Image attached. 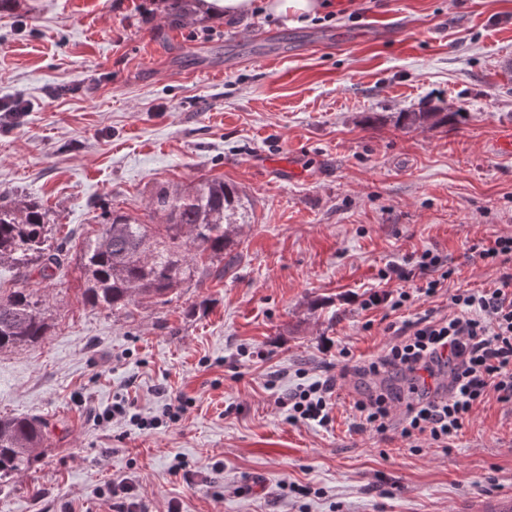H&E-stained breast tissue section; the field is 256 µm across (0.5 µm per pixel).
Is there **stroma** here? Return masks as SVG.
<instances>
[{
    "label": "stroma",
    "mask_w": 512,
    "mask_h": 512,
    "mask_svg": "<svg viewBox=\"0 0 512 512\" xmlns=\"http://www.w3.org/2000/svg\"><path fill=\"white\" fill-rule=\"evenodd\" d=\"M302 24L255 9L173 23L167 0H12L0 10V202L42 203L69 254L50 278L0 266V290L48 306L44 341L0 352V416L47 441L0 486V512H109L132 483L141 512H455L512 494V403L488 397L448 449L413 451L360 423L388 347L368 296L381 269L430 249L454 274L398 320L449 312L512 262L472 256L512 236V0H328ZM459 122L404 127L402 112ZM235 184L246 210L223 278L171 302L83 304L80 245L105 211L141 217L161 185ZM334 378L332 421H288V394ZM181 420L140 431L95 416L117 401ZM183 464L180 475L171 468Z\"/></svg>",
    "instance_id": "1"
}]
</instances>
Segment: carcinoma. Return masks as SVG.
Listing matches in <instances>:
<instances>
[{
  "instance_id": "cac0c4a2",
  "label": "carcinoma",
  "mask_w": 512,
  "mask_h": 512,
  "mask_svg": "<svg viewBox=\"0 0 512 512\" xmlns=\"http://www.w3.org/2000/svg\"><path fill=\"white\" fill-rule=\"evenodd\" d=\"M242 206L233 184L202 178L189 189L162 185L150 197L146 219L121 210L104 214L99 232L80 252L85 304L112 312L162 305L195 279L224 275L231 242L226 218ZM42 204L18 199L0 205V265L23 277H42L61 265L64 243L53 242ZM45 300L25 288L0 296V352L40 343L50 324ZM47 423L23 415L0 416V485L26 471L42 447Z\"/></svg>"
}]
</instances>
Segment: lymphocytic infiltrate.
<instances>
[{"label":"lymphocytic infiltrate","instance_id":"f902f5d3","mask_svg":"<svg viewBox=\"0 0 512 512\" xmlns=\"http://www.w3.org/2000/svg\"><path fill=\"white\" fill-rule=\"evenodd\" d=\"M440 255L426 250L411 257L406 265L383 271L385 279L404 282L420 279L415 291L403 289L376 292L364 308L386 307L398 313L415 297L438 295L451 277ZM454 314L435 321H394L388 326L395 336L386 352L364 363L358 373L378 377L398 373L408 382L407 390L380 388L355 403L364 424L378 433L398 426L409 447L428 439L447 447L462 429L473 407L495 394L498 401H512V276L503 275L498 286L460 291L450 297ZM335 382L315 381L288 397V420L292 423L331 421ZM185 402L170 398L160 415L146 418L118 402L97 415L104 423L115 417L127 418L143 431L178 422Z\"/></svg>","mask_w":512,"mask_h":512}]
</instances>
